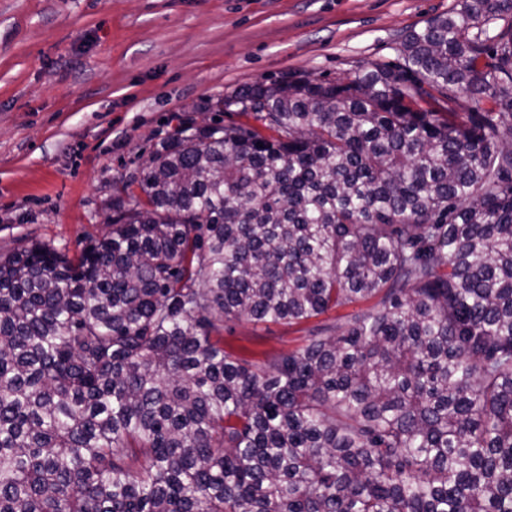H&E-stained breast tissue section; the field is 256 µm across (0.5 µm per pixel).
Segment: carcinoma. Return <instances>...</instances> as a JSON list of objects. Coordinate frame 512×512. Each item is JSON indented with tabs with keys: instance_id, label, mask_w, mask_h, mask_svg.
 I'll list each match as a JSON object with an SVG mask.
<instances>
[{
	"instance_id": "carcinoma-1",
	"label": "carcinoma",
	"mask_w": 512,
	"mask_h": 512,
	"mask_svg": "<svg viewBox=\"0 0 512 512\" xmlns=\"http://www.w3.org/2000/svg\"><path fill=\"white\" fill-rule=\"evenodd\" d=\"M397 52L239 87L260 126L181 123L108 235L0 256V512H512V0ZM358 306H347L331 310L327 315L311 319L299 325L283 323H255L247 319L224 321V348L249 358H261L264 354L288 353L303 344L308 330L326 318L350 315Z\"/></svg>"
}]
</instances>
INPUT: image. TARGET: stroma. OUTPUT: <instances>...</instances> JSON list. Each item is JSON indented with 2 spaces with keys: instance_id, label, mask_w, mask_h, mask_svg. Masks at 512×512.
<instances>
[{
  "instance_id": "35a3bbf8",
  "label": "stroma",
  "mask_w": 512,
  "mask_h": 512,
  "mask_svg": "<svg viewBox=\"0 0 512 512\" xmlns=\"http://www.w3.org/2000/svg\"><path fill=\"white\" fill-rule=\"evenodd\" d=\"M456 0H0V254L68 255L107 235L114 183L181 119L302 72L328 79L397 57V38ZM311 322L233 319L225 349L260 358Z\"/></svg>"
}]
</instances>
